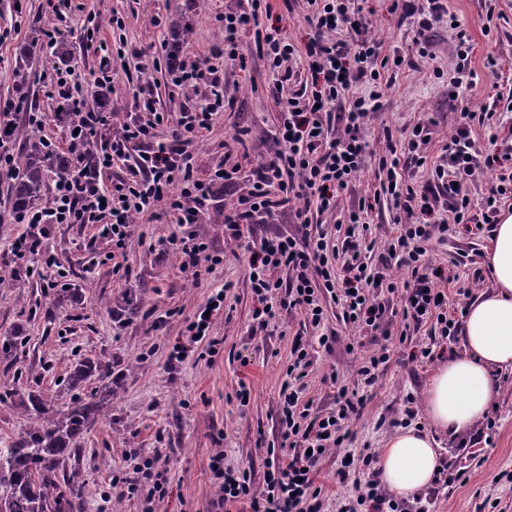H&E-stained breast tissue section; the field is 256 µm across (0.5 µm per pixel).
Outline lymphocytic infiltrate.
I'll list each match as a JSON object with an SVG mask.
<instances>
[{
    "mask_svg": "<svg viewBox=\"0 0 512 512\" xmlns=\"http://www.w3.org/2000/svg\"><path fill=\"white\" fill-rule=\"evenodd\" d=\"M272 9L271 0H252L251 10L225 13L223 46L171 70L172 86L204 83L211 97L205 106L179 113L165 141L159 140L157 129L167 121L166 115L153 97L137 101L134 113L116 133L109 113L85 110L82 79L68 71L57 72L53 93L82 110L76 133L68 137L76 165L55 177L51 207L13 214V222L23 230L12 251L20 260L38 254L52 224H97L101 237L112 245L113 274L127 279L132 270L121 258L135 233L133 216L161 210L176 223H197L218 185L240 180L246 188L224 212V233L230 239L242 242L243 225L257 218L293 212L304 228L301 236L274 233L250 250L258 326L268 328L281 311L295 310L303 316L302 330L318 329L323 303L330 299L341 306L344 323L370 332L373 349L359 360L360 388L343 384L336 374L324 376L335 403L330 411L317 414L313 400L302 397L309 350L303 342H295L293 362L280 390L281 455L263 484L255 485L248 472L225 466L220 452L210 470L219 482L220 503L226 507L241 512H324V491L315 485L313 473L330 449L349 441L343 424L363 413L366 387L375 384L381 367L395 349L403 347L410 329L427 323L444 339L460 329L463 299L469 291L454 287L453 277L428 262V244L452 227L476 235L484 233L486 225L498 223L502 201L512 199V153L484 155L476 148L474 133L492 119L491 104L467 110L466 123L455 127L432 162L422 152L430 140V120H418L397 137L385 132L389 146L377 155L378 169L387 177L383 191L395 212L394 232L380 248L372 242L348 243L342 265H335L336 253L326 234L309 230L312 215L335 208L338 194L349 189L366 156L373 153L363 130L381 108L394 62L383 54L381 41L369 35L351 0H307L304 20L309 37L301 48L279 29H260V11ZM340 29L347 31V38L337 37ZM247 30L254 33L257 55L278 76L273 94L280 116L278 147L254 171L243 172L233 160L247 147L249 130L240 128L225 143L210 178L201 179L194 173L192 147L224 107V63L240 60V37ZM301 74L311 86L310 97L285 94V83ZM335 120L340 129L332 138L328 128ZM94 140L99 141L100 151L86 156L84 149ZM118 163L126 165L128 177L104 181V172ZM408 163L429 164L428 178L419 183L406 180L401 171ZM480 170L493 171L495 178L477 201L468 183ZM169 244L180 258L181 270L195 281L224 262L192 234L170 238ZM371 254L377 264L369 269L365 263ZM395 267L408 272L403 284L386 280ZM281 271L286 279H278ZM383 287L398 294L399 306L380 300ZM126 457L132 470L113 475V487L142 499L144 512H154L155 501L166 494V472L159 467L162 452L145 457L132 448Z\"/></svg>",
    "mask_w": 512,
    "mask_h": 512,
    "instance_id": "1",
    "label": "lymphocytic infiltrate"
}]
</instances>
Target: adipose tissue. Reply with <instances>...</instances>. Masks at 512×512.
Listing matches in <instances>:
<instances>
[{
	"label": "adipose tissue",
	"mask_w": 512,
	"mask_h": 512,
	"mask_svg": "<svg viewBox=\"0 0 512 512\" xmlns=\"http://www.w3.org/2000/svg\"><path fill=\"white\" fill-rule=\"evenodd\" d=\"M489 288L468 303L462 324L463 350L444 360L425 391L433 427L458 437L474 431L496 393L495 375L512 370V212L501 215L485 257ZM440 454L431 432H396L377 459L383 484L406 499L433 482Z\"/></svg>",
	"instance_id": "obj_1"
}]
</instances>
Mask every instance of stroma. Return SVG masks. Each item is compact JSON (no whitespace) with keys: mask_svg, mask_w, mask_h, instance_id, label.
<instances>
[{"mask_svg":"<svg viewBox=\"0 0 512 512\" xmlns=\"http://www.w3.org/2000/svg\"><path fill=\"white\" fill-rule=\"evenodd\" d=\"M471 36L472 67L477 73L464 100L450 96L453 63L449 54L450 34L445 23L427 31L433 43L434 59L416 53L417 26L391 13V0H362L368 31L383 43L385 54L397 53L405 61L395 84L382 100V110L369 122L364 135L377 151H385L384 129L427 118L432 122L430 155H437L460 118L462 104L479 109L497 102L498 112L490 127L478 131L480 151L493 153L512 148V0H496L503 17L492 36L482 32L485 22L483 0H445ZM250 0H71L62 14H54L46 0H0V98L25 96L33 109L45 113L41 134L60 149H67L68 127L56 117L59 97L50 93L51 82L61 64L48 45L31 47L37 26L70 28L75 58L70 66L86 79V97L94 99L99 86L91 77L102 57L112 64V96L103 109L112 115L113 128H120L127 113L133 112L140 85H147L160 111L179 112L204 103L209 96L205 84L173 87L168 70L169 55L179 62L209 56L224 40L220 14L250 8ZM94 17L105 40L106 53L85 48L79 31L85 18ZM125 20L123 29L112 26L113 17ZM181 21L193 30L190 41H174L172 23ZM154 46L162 62L160 69L140 70L138 51ZM33 49L34 60L19 69L20 51ZM246 70L230 66L224 71L227 105L216 114L206 136L195 144L193 166L199 178L210 177L224 154V142L240 127L250 131L249 156L242 162L249 169L260 161L272 143L279 114L271 90L275 82L256 53L252 34L242 38ZM503 64L501 77L488 75L483 63L487 56ZM10 178L0 177V341L15 327H23L28 341L9 358L0 357V448L6 447L24 429L28 420L14 406L16 389H33L45 399L61 405L70 402L71 392L63 384L76 361L102 358L112 366L116 380L113 396L105 405L99 422L79 441L64 462L65 474L82 485L80 512H142L139 499L120 495L112 487V474L126 469L127 449L152 454L154 448L167 453V495L155 505V512H224L219 488L210 471V460L223 452L227 464L251 472L263 481L269 462L280 453L278 430L279 391L286 378L295 336L309 345L311 365L305 379V397L314 399L319 412L334 406L330 389L323 384L333 372L346 383H354L357 357L370 350L368 336L346 327L341 309L333 301L324 303L322 332L335 334L332 349L318 343L319 333H300L301 316L282 311L274 324L259 329L253 317L257 305L252 293L249 255L237 251L224 237V210L233 202L229 192L217 191L197 223L185 226L169 217L138 219L136 238L126 252L132 278L112 273L107 254L111 245L99 237L94 224H53L44 241V256L34 257L42 265L45 257L55 259L61 272L56 286L32 277L27 287H18L23 271L10 251L20 230L12 221ZM379 187L378 166L367 161L352 191L343 193L335 210L312 218L318 230L332 242L342 244L348 228L347 215L360 198L373 196ZM195 233L223 254L224 262L193 284L180 269V259L166 247L174 235ZM488 235L466 236L451 232L444 241L432 243L428 260L446 273L469 284L474 269L483 267L490 245ZM232 283L222 310L214 312L210 337L219 339L218 352L205 357L206 341L191 342L185 332L186 319L202 310L210 296L224 283ZM80 289V303L52 308L57 287ZM136 296L140 313L131 318L111 309L107 300ZM182 346V361L170 360L174 347ZM429 346L433 360L426 363L391 362L376 385L360 418L348 423L354 434L346 451L354 458L350 483L366 484L369 472L361 462L367 453H379L392 435L389 422L401 415L406 395L423 399L426 384L440 358L459 350L460 338L431 337L428 327L411 333L406 350ZM249 383L252 398L239 408L234 393L239 382ZM497 398L489 414L491 428H482L453 441H441V456L448 463V483L427 487L431 512H512V371L497 376ZM349 483V484H350Z\"/></svg>","mask_w":512,"mask_h":512,"instance_id":"35a3bbf8","label":"stroma"}]
</instances>
